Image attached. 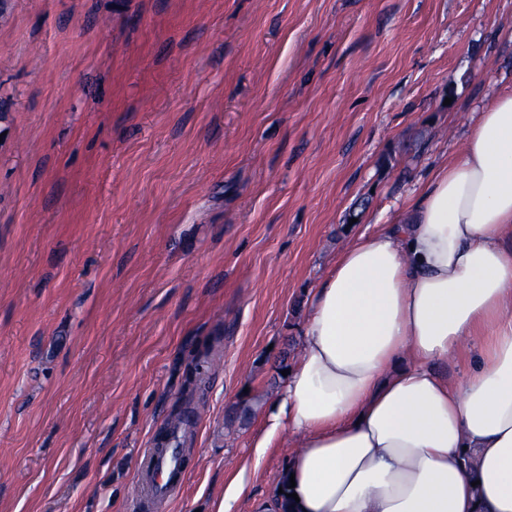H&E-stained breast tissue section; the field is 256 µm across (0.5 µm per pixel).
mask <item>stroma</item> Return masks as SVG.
<instances>
[{"label": "stroma", "mask_w": 512, "mask_h": 512, "mask_svg": "<svg viewBox=\"0 0 512 512\" xmlns=\"http://www.w3.org/2000/svg\"><path fill=\"white\" fill-rule=\"evenodd\" d=\"M510 32L512 0H0V512H251L313 289L463 149ZM170 443L148 448L139 463V482L146 495L165 498L180 486L181 458Z\"/></svg>", "instance_id": "stroma-1"}]
</instances>
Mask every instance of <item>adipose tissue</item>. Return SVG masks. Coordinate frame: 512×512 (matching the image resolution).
I'll use <instances>...</instances> for the list:
<instances>
[{
    "label": "adipose tissue",
    "instance_id": "obj_1",
    "mask_svg": "<svg viewBox=\"0 0 512 512\" xmlns=\"http://www.w3.org/2000/svg\"><path fill=\"white\" fill-rule=\"evenodd\" d=\"M484 350L463 381L437 364ZM273 427L291 512H512V89L314 291Z\"/></svg>",
    "mask_w": 512,
    "mask_h": 512
}]
</instances>
